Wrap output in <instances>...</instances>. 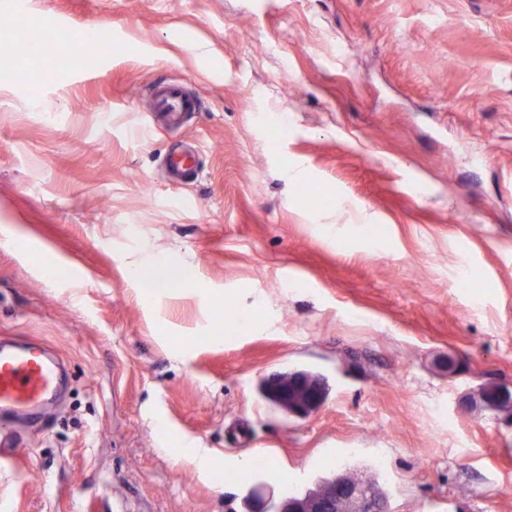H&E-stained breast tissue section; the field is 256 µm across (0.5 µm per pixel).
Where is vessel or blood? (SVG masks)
Segmentation results:
<instances>
[{
  "mask_svg": "<svg viewBox=\"0 0 512 512\" xmlns=\"http://www.w3.org/2000/svg\"><path fill=\"white\" fill-rule=\"evenodd\" d=\"M152 92L156 112L173 123H181L184 115L199 109L198 102L181 85L159 82ZM54 378L55 365L40 345L13 349L0 346V425L6 418L33 413L49 394Z\"/></svg>",
  "mask_w": 512,
  "mask_h": 512,
  "instance_id": "1",
  "label": "vessel or blood"
}]
</instances>
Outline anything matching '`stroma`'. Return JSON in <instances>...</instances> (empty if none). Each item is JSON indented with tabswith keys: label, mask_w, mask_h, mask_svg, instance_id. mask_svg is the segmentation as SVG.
Returning a JSON list of instances; mask_svg holds the SVG:
<instances>
[{
	"label": "stroma",
	"mask_w": 512,
	"mask_h": 512,
	"mask_svg": "<svg viewBox=\"0 0 512 512\" xmlns=\"http://www.w3.org/2000/svg\"><path fill=\"white\" fill-rule=\"evenodd\" d=\"M173 80L177 131L148 117ZM1 224L0 337L64 359L7 512H245L347 468L388 512L512 506V402L484 399L512 395V0H0ZM146 253L194 281L145 299ZM284 378L319 405L275 406ZM155 112L166 116L173 124H180L184 115L198 112V102L189 97L183 87L175 83L153 84Z\"/></svg>",
	"instance_id": "obj_1"
}]
</instances>
